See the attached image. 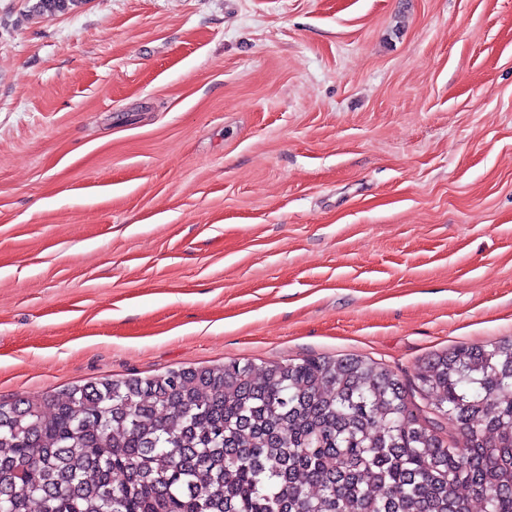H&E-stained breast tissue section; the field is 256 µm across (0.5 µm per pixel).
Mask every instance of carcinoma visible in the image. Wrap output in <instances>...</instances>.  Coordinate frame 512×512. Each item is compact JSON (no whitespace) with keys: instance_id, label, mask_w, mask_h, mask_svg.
Here are the masks:
<instances>
[{"instance_id":"obj_1","label":"carcinoma","mask_w":512,"mask_h":512,"mask_svg":"<svg viewBox=\"0 0 512 512\" xmlns=\"http://www.w3.org/2000/svg\"><path fill=\"white\" fill-rule=\"evenodd\" d=\"M79 0H36L42 14ZM184 367L0 402V512H512V340L429 359Z\"/></svg>"}]
</instances>
